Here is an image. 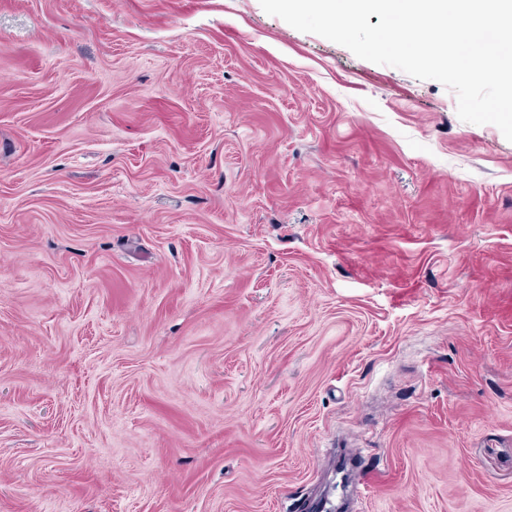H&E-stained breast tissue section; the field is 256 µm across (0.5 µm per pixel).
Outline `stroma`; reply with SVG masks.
<instances>
[{
	"label": "stroma",
	"mask_w": 512,
	"mask_h": 512,
	"mask_svg": "<svg viewBox=\"0 0 512 512\" xmlns=\"http://www.w3.org/2000/svg\"><path fill=\"white\" fill-rule=\"evenodd\" d=\"M456 108L259 0H0V512H512V142Z\"/></svg>",
	"instance_id": "stroma-1"
}]
</instances>
